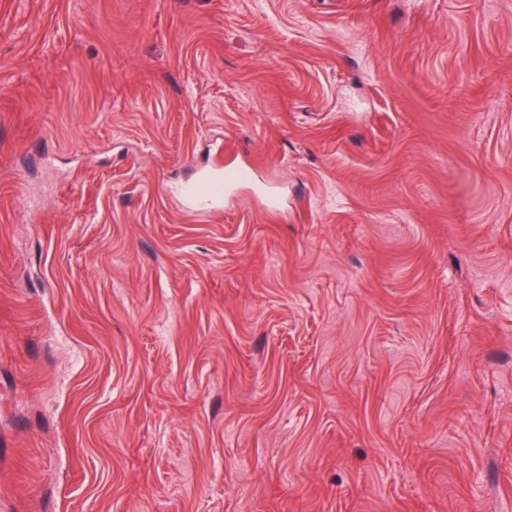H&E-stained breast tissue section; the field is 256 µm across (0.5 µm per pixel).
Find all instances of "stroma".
Wrapping results in <instances>:
<instances>
[{
	"label": "stroma",
	"instance_id": "obj_1",
	"mask_svg": "<svg viewBox=\"0 0 512 512\" xmlns=\"http://www.w3.org/2000/svg\"><path fill=\"white\" fill-rule=\"evenodd\" d=\"M0 512H512V0H0ZM216 163L189 182L180 185L176 192L187 208L200 212H213L224 207V198L239 185L249 183L253 171L249 166Z\"/></svg>",
	"mask_w": 512,
	"mask_h": 512
}]
</instances>
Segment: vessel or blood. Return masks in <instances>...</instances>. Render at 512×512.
Segmentation results:
<instances>
[{
	"instance_id": "vessel-or-blood-1",
	"label": "vessel or blood",
	"mask_w": 512,
	"mask_h": 512,
	"mask_svg": "<svg viewBox=\"0 0 512 512\" xmlns=\"http://www.w3.org/2000/svg\"><path fill=\"white\" fill-rule=\"evenodd\" d=\"M252 178L249 166L217 163L203 170L196 179L180 185L177 193L187 208L213 212L223 208L225 198L237 186L251 182Z\"/></svg>"
}]
</instances>
